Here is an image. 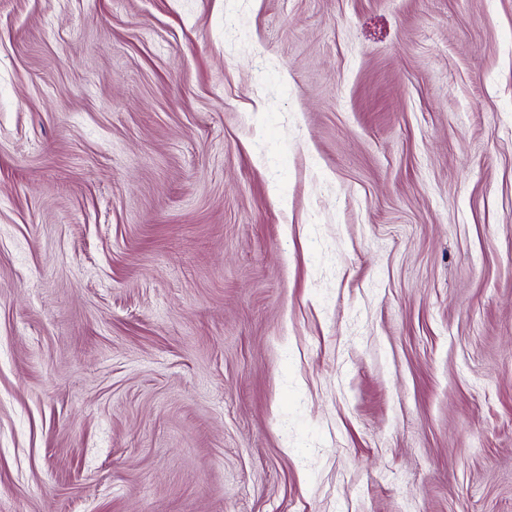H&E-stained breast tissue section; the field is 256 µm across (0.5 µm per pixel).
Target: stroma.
<instances>
[{"label":"stroma","mask_w":512,"mask_h":512,"mask_svg":"<svg viewBox=\"0 0 512 512\" xmlns=\"http://www.w3.org/2000/svg\"><path fill=\"white\" fill-rule=\"evenodd\" d=\"M0 512H512V0H0Z\"/></svg>","instance_id":"1"}]
</instances>
